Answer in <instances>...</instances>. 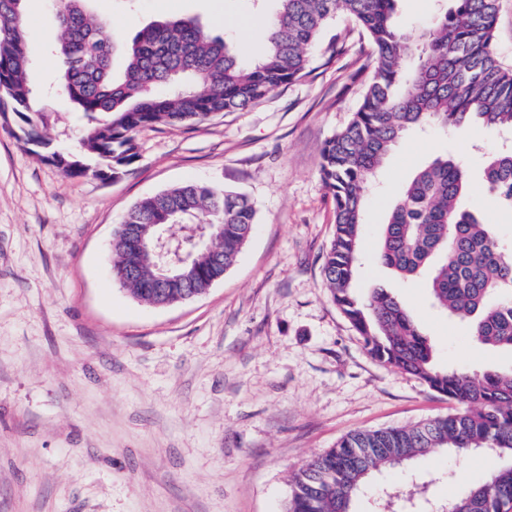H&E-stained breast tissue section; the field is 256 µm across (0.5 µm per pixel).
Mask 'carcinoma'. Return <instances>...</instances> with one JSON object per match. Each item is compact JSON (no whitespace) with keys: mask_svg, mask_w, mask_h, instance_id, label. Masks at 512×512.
Masks as SVG:
<instances>
[{"mask_svg":"<svg viewBox=\"0 0 512 512\" xmlns=\"http://www.w3.org/2000/svg\"><path fill=\"white\" fill-rule=\"evenodd\" d=\"M24 0H0V112L11 109L18 138L44 149L42 159L72 178H107L136 159L134 137L158 123H200L220 112L244 111L308 74L309 50L338 14L350 18L372 46V71L348 123L321 148L320 176L333 202L335 232L322 271L331 296L380 363L423 381L463 407L411 426L355 432L314 456L290 481L285 512H357L369 479L447 450L458 457L485 451L498 460L486 478L460 486L437 512H501L512 503V371L439 368L434 347L398 297L376 285L355 292L362 261L364 204L386 155L410 130L479 121L512 131V69L495 50L497 0H454L453 8L417 35L393 21L396 0H278L267 27L268 48L243 65L235 41L213 37L190 18L145 26L132 39L115 38L91 18L83 0H65L53 13L62 34L55 46L59 89L86 120L79 139L51 145L40 127L48 113L29 80L31 62L21 25ZM120 53L125 67L112 72ZM490 197L512 209V150L497 151L484 168ZM465 168L439 156L420 169L390 204L376 263L409 280L428 273L433 305L471 321L480 346L512 352V248L493 225L461 205ZM214 225L220 267L199 258L190 291L205 293L236 262L256 224L244 194L184 183L132 206L124 224H157L163 238L186 236V219ZM157 258L134 259L121 228L113 241L112 275L136 299L172 302L179 287L154 288Z\"/></svg>","mask_w":512,"mask_h":512,"instance_id":"carcinoma-1","label":"carcinoma"}]
</instances>
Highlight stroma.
Instances as JSON below:
<instances>
[{"label":"stroma","instance_id":"obj_1","mask_svg":"<svg viewBox=\"0 0 512 512\" xmlns=\"http://www.w3.org/2000/svg\"><path fill=\"white\" fill-rule=\"evenodd\" d=\"M251 0H87L121 38L167 17L207 32L251 36L243 62L266 48ZM448 0H398L396 25L418 33ZM51 0H24L22 25L53 120L46 139L82 122L57 93L49 48L60 31ZM336 55L310 51L308 77L244 112L198 124H157L135 136L119 174L65 177L0 117V512H284L293 472L355 431L413 425L459 406L373 359L325 285L333 206L319 177L323 142L349 121L371 75V48L336 16ZM503 142L482 130L408 133L366 199L356 288L382 284L435 348L439 367L512 370V353L476 346L465 322L432 308L425 278L378 265L389 204L434 158L463 159L466 207L512 245V209L489 207L482 170ZM197 182L246 194L257 210L245 249L202 296L166 307L133 298L109 265L113 232L139 200ZM489 456L434 453L377 476L367 498L411 477L447 502L487 474Z\"/></svg>","mask_w":512,"mask_h":512}]
</instances>
